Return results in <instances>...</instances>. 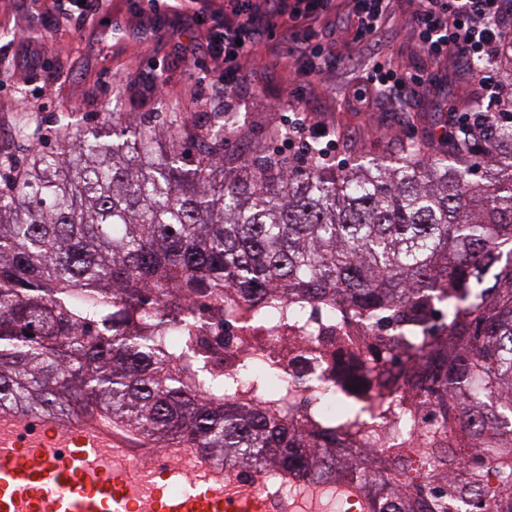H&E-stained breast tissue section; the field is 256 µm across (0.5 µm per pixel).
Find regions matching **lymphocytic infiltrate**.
Returning a JSON list of instances; mask_svg holds the SVG:
<instances>
[{
    "instance_id": "lymphocytic-infiltrate-1",
    "label": "lymphocytic infiltrate",
    "mask_w": 512,
    "mask_h": 512,
    "mask_svg": "<svg viewBox=\"0 0 512 512\" xmlns=\"http://www.w3.org/2000/svg\"><path fill=\"white\" fill-rule=\"evenodd\" d=\"M394 0H351L352 30L357 39L374 37L391 19ZM418 48L428 58L440 61L451 55L483 60L479 83L483 90L474 109L462 113L442 139L467 144L486 138L496 123L504 102L512 99V87L503 85L492 63L499 47L512 41V25L504 16L512 0H416ZM257 8L254 0H225L224 13L215 17L208 32L207 47L213 58L223 60L224 72L218 76L202 73L200 84L219 85L232 91L242 81L238 60L249 53L258 37L275 18L289 16L303 21L302 32L285 31L288 56L294 61L293 81L301 83L320 73L330 62L329 45L316 41L315 24L330 8L331 0H264ZM368 99H383L403 90L431 86L434 76L428 72L400 73L380 58L366 64ZM292 133L304 142L303 161L311 165H329L336 161L335 140H323L318 125L308 124L305 115L291 121Z\"/></svg>"
}]
</instances>
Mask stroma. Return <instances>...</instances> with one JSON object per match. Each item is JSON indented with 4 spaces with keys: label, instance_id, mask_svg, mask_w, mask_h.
Listing matches in <instances>:
<instances>
[{
    "label": "stroma",
    "instance_id": "35a3bbf8",
    "mask_svg": "<svg viewBox=\"0 0 512 512\" xmlns=\"http://www.w3.org/2000/svg\"><path fill=\"white\" fill-rule=\"evenodd\" d=\"M51 3L0 0V68L13 71L0 82V153L23 156L34 143L54 147L65 134L100 126L111 111L123 121L161 130L227 114L240 129L228 151L292 162L284 135L292 61L281 28L264 32L256 54L240 58L249 80L226 96L199 91L184 72L183 52L192 46L204 66L221 71L202 28L188 25L186 16L223 10L224 0H171L153 27L131 0H105L82 31ZM415 10L413 0H395L380 50L400 71L441 68L443 84L423 94L406 92L395 104L376 102L370 112L356 111L348 102L369 53L340 45L330 66L306 87L302 107L314 123L335 130L346 162L385 161L417 141L433 152L447 149L436 132L448 125L452 111L470 110L482 92L466 59L454 56L437 66L416 51ZM156 70L164 82L159 96L147 87ZM22 129L28 138L19 137Z\"/></svg>",
    "mask_w": 512,
    "mask_h": 512
}]
</instances>
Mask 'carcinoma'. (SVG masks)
<instances>
[{
	"label": "carcinoma",
	"instance_id": "cac0c4a2",
	"mask_svg": "<svg viewBox=\"0 0 512 512\" xmlns=\"http://www.w3.org/2000/svg\"><path fill=\"white\" fill-rule=\"evenodd\" d=\"M224 122L128 141L78 133L0 161V407L65 419L104 413L143 438L184 441L230 472L274 470L342 499L336 435L365 437L358 468L370 512H512V125L471 157L444 153L337 168L285 167L224 152ZM339 305L365 323L412 314L406 360L382 366L339 336L316 395V442L282 414L303 385L290 350L212 368L189 301ZM448 334L419 332L431 302ZM433 407L440 426L421 429ZM491 454L493 471L482 452Z\"/></svg>",
	"mask_w": 512,
	"mask_h": 512
}]
</instances>
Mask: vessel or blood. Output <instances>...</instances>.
I'll list each match as a JSON object with an SVG mask.
<instances>
[{
  "mask_svg": "<svg viewBox=\"0 0 512 512\" xmlns=\"http://www.w3.org/2000/svg\"><path fill=\"white\" fill-rule=\"evenodd\" d=\"M135 435L118 432L111 418L79 417L65 422L0 410V512H121L131 499L139 512H295L285 500L242 498L232 479L198 449L169 445L175 468L153 475L124 466L105 469L107 449L128 451ZM22 449L34 468L21 469L12 449ZM194 457L190 469L183 458Z\"/></svg>",
  "mask_w": 512,
  "mask_h": 512,
  "instance_id": "obj_1",
  "label": "vessel or blood"
}]
</instances>
